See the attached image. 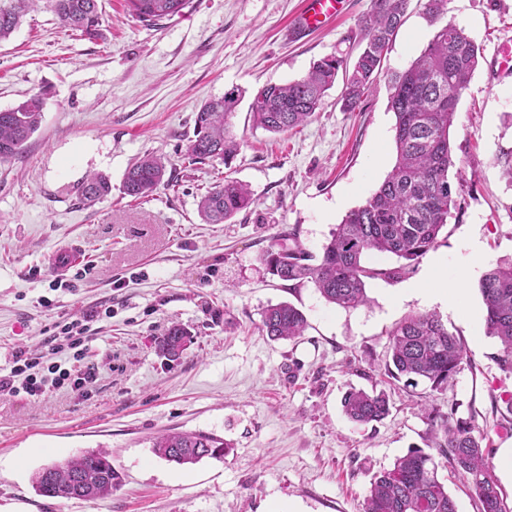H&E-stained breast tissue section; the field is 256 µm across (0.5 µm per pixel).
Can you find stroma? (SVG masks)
<instances>
[{
    "label": "stroma",
    "instance_id": "obj_1",
    "mask_svg": "<svg viewBox=\"0 0 512 512\" xmlns=\"http://www.w3.org/2000/svg\"><path fill=\"white\" fill-rule=\"evenodd\" d=\"M304 0H191L182 15L148 27L126 0H101L102 35L88 39L39 8L0 41V109L40 94V129L20 158L0 161V367L17 350L41 349L53 325L111 307L88 356L89 393L62 389L36 400L0 393V512H363L371 477L423 446L427 411L474 418L489 462L512 500L502 463L512 448V374L493 359L478 290L482 269L512 261V79L494 53L512 40V0H448L446 19L465 29L482 58L461 95L449 171L456 206L436 246L398 277L367 284L366 305L326 303L313 283L273 278L262 253L291 235L317 256L351 209L365 203L396 157L387 76L406 69L434 28L411 0L374 88L354 111L340 87L311 120L273 134L249 114L269 83L303 77L313 62L356 56L358 20L371 0H344L314 31L298 28ZM241 93L232 119L240 150L231 165L188 164L194 116L207 100ZM169 160V185L148 199L124 195L137 158ZM111 193L88 207L87 174ZM248 185L256 204L223 224L202 221L197 201L224 177ZM80 245L82 261L55 273L49 255ZM463 288L456 305L403 295L434 259ZM287 301L307 319L303 336L260 330L267 305ZM433 312L460 336L466 357L447 389L404 387L383 375L390 333L406 315ZM192 342L178 361L158 343L172 324ZM385 390L390 414L374 425L347 419L350 388ZM224 439L223 458L179 466L152 441L167 431ZM110 453L122 482L98 502L36 494L44 466L88 451Z\"/></svg>",
    "mask_w": 512,
    "mask_h": 512
}]
</instances>
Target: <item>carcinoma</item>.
Segmentation results:
<instances>
[{
  "instance_id": "1",
  "label": "carcinoma",
  "mask_w": 512,
  "mask_h": 512,
  "mask_svg": "<svg viewBox=\"0 0 512 512\" xmlns=\"http://www.w3.org/2000/svg\"><path fill=\"white\" fill-rule=\"evenodd\" d=\"M37 0H0V41L20 25ZM61 22L90 39L100 36L99 0H44ZM128 10L146 26H156L178 15L189 0H126ZM410 0H371L358 21L360 52L354 60L331 55L313 63L307 75L284 84L266 85L256 91L249 105L256 127L286 133L306 123L315 113L337 77H343V105L352 110L372 88L390 43L403 22ZM424 11L435 31L425 49L403 71L388 79V106L395 115L396 160L375 192L359 207L348 211L322 256L314 259L299 244H273L262 254L268 272L298 286L311 282L322 298L338 307L354 309L367 303L366 282L391 279L392 269L376 268L367 260L390 255L411 266L434 248L450 210L455 207L449 181L454 167L450 131L456 107L479 64L481 49L464 29L440 20L447 0H425ZM240 93L232 90L200 106L194 119L187 160L194 164L220 160L229 163L240 143L231 132ZM43 99L34 95L18 105L0 109V160L21 156L38 131ZM169 161L144 155L124 173L123 193L135 199L154 196L167 183ZM112 190L98 173L87 175L80 200L91 206ZM255 203L242 182L224 178L198 201V211L208 224H223ZM478 288L485 307L486 333L497 339L494 360L512 373V263L498 264L480 278ZM307 320L289 302L268 305L262 312L261 330L275 340H295L304 335ZM189 332L171 326L159 349L169 361L180 359ZM464 359L460 339L450 333L432 312L407 316L391 332L384 374L408 386L423 382L438 392L453 380ZM342 407L354 423L369 425L390 413V397L380 391L352 388ZM425 448L417 447L393 465L374 474L369 482L364 512H457L448 485L439 478L438 458L445 459L457 478L477 500V512H512V503L501 494L487 461L484 437L472 421L432 408ZM154 453L178 465H193L205 457L220 458L228 444L204 432L169 430L154 438ZM121 481L105 452H91L42 468L35 476L38 495L64 500L96 502L112 495Z\"/></svg>"
}]
</instances>
